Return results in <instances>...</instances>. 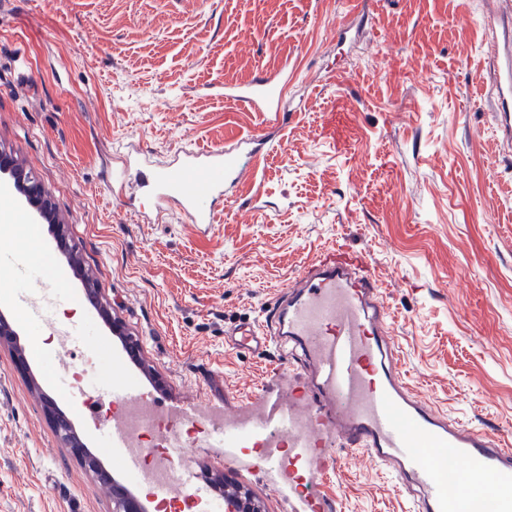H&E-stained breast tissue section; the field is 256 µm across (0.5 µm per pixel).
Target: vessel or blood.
Returning <instances> with one entry per match:
<instances>
[{
    "label": "vessel or blood",
    "mask_w": 512,
    "mask_h": 512,
    "mask_svg": "<svg viewBox=\"0 0 512 512\" xmlns=\"http://www.w3.org/2000/svg\"><path fill=\"white\" fill-rule=\"evenodd\" d=\"M284 73L257 74L248 84L229 87L227 99L257 112H280L276 86ZM496 124L512 142V28L499 47ZM242 145L184 152L178 177L151 172L148 185L158 204L177 203L190 223H212L226 186L245 170L236 161ZM0 275L18 293L17 310L39 316L34 303L48 280L34 254L0 255ZM378 278L363 253L343 248L323 252L299 276L293 289L278 296L266 334L243 329L227 339L236 348L260 350L279 345L284 365L246 404L224 413L219 435L224 458L261 470L268 480L288 487L292 512H334L324 485L328 452L336 446L365 452L390 472L415 512H512V445L490 432L450 420L422 400L404 380L387 328ZM302 357L308 370L294 382L290 365ZM121 403L150 397L165 405L161 390L140 385L113 389ZM107 446L120 451L125 470L135 474L138 457L127 446V429L113 417L101 432ZM456 462L466 483L452 485L448 462ZM491 481L486 499L472 485Z\"/></svg>",
    "instance_id": "1"
}]
</instances>
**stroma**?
<instances>
[{
  "instance_id": "1",
  "label": "stroma",
  "mask_w": 512,
  "mask_h": 512,
  "mask_svg": "<svg viewBox=\"0 0 512 512\" xmlns=\"http://www.w3.org/2000/svg\"><path fill=\"white\" fill-rule=\"evenodd\" d=\"M512 0H0V144L34 173L71 245L15 196L0 198V251L37 233L74 351L96 381L135 368L85 298L99 289L140 368L172 407L225 409L281 366L275 346L229 348L272 318L276 297L322 251L365 252L383 283L389 330L415 392L512 443V154L495 130L491 45L481 19ZM287 70L279 129L225 99V85ZM263 136L250 174L190 224L148 193L113 195L104 177L136 160L172 169L182 151ZM0 280L17 331L0 344V512H112V498L60 438L46 398L112 467L107 409L61 396L55 353ZM30 368L18 370L14 349ZM200 500L220 471L264 512H290L263 473L188 447ZM339 512H410L362 452L333 453Z\"/></svg>"
}]
</instances>
